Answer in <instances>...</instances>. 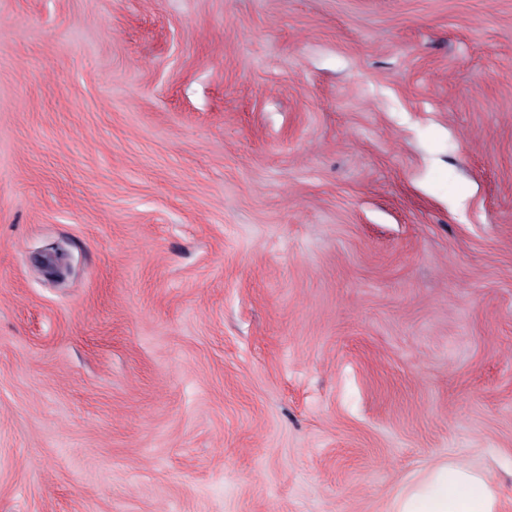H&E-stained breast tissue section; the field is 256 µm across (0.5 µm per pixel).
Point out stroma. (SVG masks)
Segmentation results:
<instances>
[{"label": "stroma", "mask_w": 512, "mask_h": 512, "mask_svg": "<svg viewBox=\"0 0 512 512\" xmlns=\"http://www.w3.org/2000/svg\"><path fill=\"white\" fill-rule=\"evenodd\" d=\"M451 458L512 512V0H0V512Z\"/></svg>", "instance_id": "35a3bbf8"}]
</instances>
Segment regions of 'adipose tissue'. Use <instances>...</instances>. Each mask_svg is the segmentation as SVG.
<instances>
[{"mask_svg":"<svg viewBox=\"0 0 512 512\" xmlns=\"http://www.w3.org/2000/svg\"><path fill=\"white\" fill-rule=\"evenodd\" d=\"M499 490L463 459L439 463L402 487L394 512H498Z\"/></svg>","mask_w":512,"mask_h":512,"instance_id":"obj_1","label":"adipose tissue"}]
</instances>
